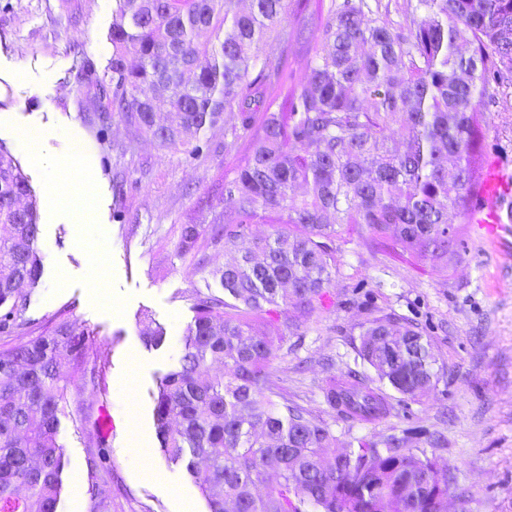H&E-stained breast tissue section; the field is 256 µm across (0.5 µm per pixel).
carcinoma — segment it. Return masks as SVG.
Instances as JSON below:
<instances>
[{
  "label": "carcinoma",
  "mask_w": 512,
  "mask_h": 512,
  "mask_svg": "<svg viewBox=\"0 0 512 512\" xmlns=\"http://www.w3.org/2000/svg\"><path fill=\"white\" fill-rule=\"evenodd\" d=\"M116 0L109 80L87 87L135 131L196 159L205 132L245 144L219 194L212 238L236 253L201 295L178 365L157 381L162 451L187 470L208 512H448L453 473L395 435L336 446L272 378L285 336L257 318L320 308L336 236L356 235L448 271L463 245L488 153V107L512 82V0ZM307 45L305 76L284 75L267 39ZM303 189L295 193V187ZM460 220L449 222L448 216ZM273 233L247 240L251 224ZM36 198L0 142V330L42 276ZM149 347L165 341L146 324ZM86 336L67 325L0 348V512H57L60 416L85 376ZM378 381L416 399L440 379L424 332L394 313L366 320L359 349ZM220 363L228 374H214ZM323 394L346 421L374 422L388 396L350 371ZM87 462L89 512H115L112 474Z\"/></svg>",
  "instance_id": "cac0c4a2"
}]
</instances>
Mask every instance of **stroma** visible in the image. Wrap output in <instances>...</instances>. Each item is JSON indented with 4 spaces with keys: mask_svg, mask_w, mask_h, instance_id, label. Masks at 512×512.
<instances>
[{
    "mask_svg": "<svg viewBox=\"0 0 512 512\" xmlns=\"http://www.w3.org/2000/svg\"><path fill=\"white\" fill-rule=\"evenodd\" d=\"M114 8L115 0H0V142L19 160L36 196L43 265L22 326L0 333V346L61 323L87 337L92 378L60 418L58 512H87V457L98 434L120 487L116 512H208L184 463L161 450L154 396L159 377L178 364L197 297L224 295L211 272L231 255L208 228L224 213L218 186L245 147L225 144L219 125L208 132L210 153L189 161L121 120L101 129V107L82 66L92 62L106 78ZM502 97L507 108L488 112L489 156L501 159L512 177V84ZM31 127L46 133L41 165L21 144ZM77 140L96 198L69 217L56 209L49 165L73 162ZM202 198L208 208H199ZM188 224L203 230L186 251L181 232ZM498 234L493 240L468 225L465 247L444 277L357 237H338L324 308L293 326L286 311L274 314L286 336L274 361L278 385L327 420L340 441L393 434L425 449L431 436L442 438L435 455L455 476L448 512H512V221L503 220ZM389 312L425 331L441 378L427 396L396 403L386 418L343 421L324 400V382L350 368L373 377L358 355L360 325ZM147 318L166 331L160 347L141 339Z\"/></svg>",
    "mask_w": 512,
    "mask_h": 512,
    "instance_id": "obj_1",
    "label": "stroma"
}]
</instances>
